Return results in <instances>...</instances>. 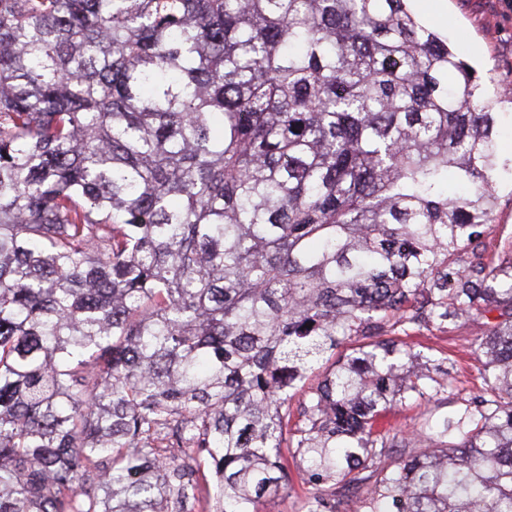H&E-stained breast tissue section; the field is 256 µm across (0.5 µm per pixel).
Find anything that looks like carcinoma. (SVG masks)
<instances>
[{
  "instance_id": "obj_1",
  "label": "carcinoma",
  "mask_w": 512,
  "mask_h": 512,
  "mask_svg": "<svg viewBox=\"0 0 512 512\" xmlns=\"http://www.w3.org/2000/svg\"><path fill=\"white\" fill-rule=\"evenodd\" d=\"M411 2L0 0V512H258L283 447L366 512H512L496 113ZM466 319L480 392L376 467L453 390L398 334ZM351 343L344 344L340 348L336 350V354L331 357L328 362H321L319 365L315 366V369L310 372L309 377L306 379L302 389L296 394L293 399V403L296 406L297 400L300 398L303 393H306L312 387H316L319 382H321L325 376V374L332 368V363L337 360L339 357L344 356L351 352ZM369 485H364L354 492L346 494L341 497L343 491L336 487V501L342 498V504L339 506L337 512H364V503L368 497Z\"/></svg>"
}]
</instances>
